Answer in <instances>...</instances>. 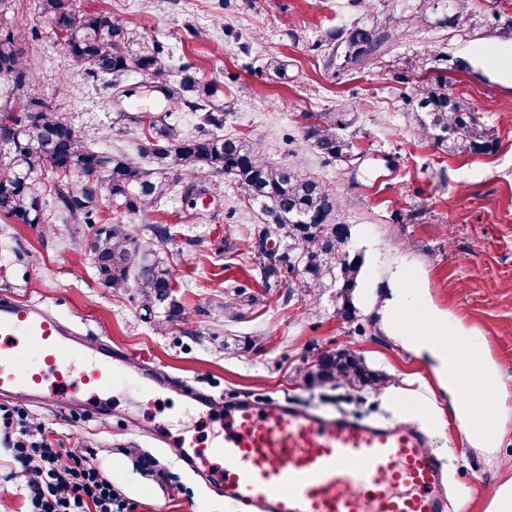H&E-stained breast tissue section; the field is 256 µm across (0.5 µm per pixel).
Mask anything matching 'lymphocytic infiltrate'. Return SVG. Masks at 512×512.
<instances>
[{
    "label": "lymphocytic infiltrate",
    "mask_w": 512,
    "mask_h": 512,
    "mask_svg": "<svg viewBox=\"0 0 512 512\" xmlns=\"http://www.w3.org/2000/svg\"><path fill=\"white\" fill-rule=\"evenodd\" d=\"M0 425L19 430L10 451L25 478L29 512H125L89 453L53 447L45 423L19 406H0Z\"/></svg>",
    "instance_id": "1"
}]
</instances>
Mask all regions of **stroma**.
<instances>
[{"mask_svg":"<svg viewBox=\"0 0 512 512\" xmlns=\"http://www.w3.org/2000/svg\"><path fill=\"white\" fill-rule=\"evenodd\" d=\"M76 9L122 18L174 58L190 61L224 91V131L250 140L268 160L322 178L342 204L363 253L356 312H336L332 292L288 294L268 285L252 245L258 215L230 182L220 193L185 201L173 195L128 217L133 232L166 225L156 254L172 269L182 313L165 329L164 310L135 288L112 291L97 280L79 245L96 228L52 215L47 224L0 216V293L40 300L73 321L81 335L150 358L215 395L288 396L361 418L396 415L392 400L429 412L438 435L460 445L447 470L449 512H492L494 489L512 488V0H454L423 10L421 0H73ZM393 29L371 59L325 68L331 34L356 22ZM13 32L31 64L25 86L0 74V106L32 94L50 103L100 150L135 151L141 129L119 128L117 110L149 114L158 93L115 104L105 80L88 78L56 40L38 0H0V33ZM287 66L285 78L265 69ZM447 76L491 131L494 152L450 155L425 140L404 116L402 97L418 82ZM311 112H341L356 146L348 164L325 161L302 137ZM407 270L434 313L460 343L478 339L501 377L494 391L501 442L474 446L448 409L431 361L388 335L382 307L398 270ZM236 295L234 315L221 305ZM348 349L378 382L354 388L305 374L326 352ZM183 405L174 392L156 406L117 403L102 416L71 422L64 410L28 405L53 429L54 446L93 452L102 473L134 512H225L146 432ZM169 473H146L139 456ZM7 439L0 432V512H26Z\"/></svg>","mask_w":512,"mask_h":512,"instance_id":"obj_1","label":"stroma"}]
</instances>
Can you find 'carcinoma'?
I'll use <instances>...</instances> for the list:
<instances>
[{"label": "carcinoma", "instance_id": "carcinoma-1", "mask_svg": "<svg viewBox=\"0 0 512 512\" xmlns=\"http://www.w3.org/2000/svg\"><path fill=\"white\" fill-rule=\"evenodd\" d=\"M40 8L54 33L64 32L67 54L92 79L110 78L112 97L129 99L137 89L125 85L131 75L160 85L165 109L142 117L120 113L125 120L147 126L151 135L138 147V156L92 149L86 135L71 127L44 100L28 96L25 108L0 123V214L17 224L46 221L40 186L49 187L60 214L72 224H105L90 245L103 286L137 288L165 309L166 318L181 308L172 297V270L147 262L153 241L134 235L123 221L127 215L150 211L181 188L183 176L207 173L232 181L240 195L258 209L261 226L256 248L264 257L265 282L288 270V295L301 297L336 289V299L350 304L362 261L351 250L350 225L327 185L318 177L266 160L244 137L221 134L227 113L222 90L197 76L194 64L184 63L170 77L164 47L148 42L121 18L101 12H81L71 0H41ZM326 66L336 65L338 51L345 63L369 57L382 37L364 23L340 30ZM12 74L21 88L26 63L15 36L0 34V73ZM406 116L421 136L455 156L494 150L491 132L471 112L468 102L448 90V78L420 82L403 97ZM192 112L197 134L185 136L168 118L174 111ZM304 140L327 161L347 160L354 142L340 133L336 113L306 116ZM106 208L110 217L99 216ZM310 379L364 385L371 372L364 360L349 351L323 355Z\"/></svg>", "mask_w": 512, "mask_h": 512}]
</instances>
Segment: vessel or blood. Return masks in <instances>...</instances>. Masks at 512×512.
<instances>
[{"label": "vessel or blood", "instance_id": "1", "mask_svg": "<svg viewBox=\"0 0 512 512\" xmlns=\"http://www.w3.org/2000/svg\"><path fill=\"white\" fill-rule=\"evenodd\" d=\"M173 389L184 412L217 426L210 446L189 432L159 443L232 512H448L445 461L435 435L400 412L367 420L282 400L222 399L124 351L82 339L42 302L0 296V396L64 405L85 396L90 413Z\"/></svg>", "mask_w": 512, "mask_h": 512}]
</instances>
